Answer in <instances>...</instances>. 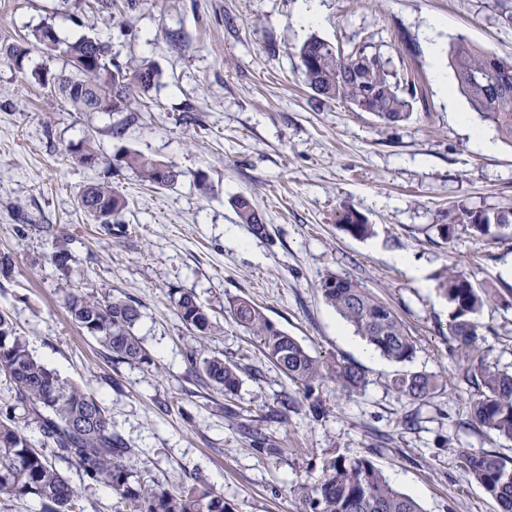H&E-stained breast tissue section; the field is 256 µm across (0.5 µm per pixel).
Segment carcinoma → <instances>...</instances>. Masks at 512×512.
<instances>
[{
	"mask_svg": "<svg viewBox=\"0 0 512 512\" xmlns=\"http://www.w3.org/2000/svg\"><path fill=\"white\" fill-rule=\"evenodd\" d=\"M35 43L58 50L72 67L69 73H37L40 85L51 96L68 102L79 112H128L135 97L151 90L156 68L142 60L125 64L112 61L109 43L82 36L61 39L55 29L37 28ZM30 53L27 43L0 45V58L23 67ZM307 84L319 101H339L364 112H375L380 121L397 124L410 119L412 101L402 94L400 79L389 67L366 55L361 47L343 55L317 37L307 39L298 50ZM85 58L94 62L81 69L74 64ZM449 64L460 92L472 111L490 123L505 142L512 144V59L459 40L452 44ZM486 75L482 87H471L476 75ZM70 158L93 167L99 161L89 140L68 146ZM114 167L133 172L141 181L158 188L175 184L181 172L168 163L138 151L121 148L114 155ZM80 208L97 223L112 229V223L127 206L125 197L104 183L89 185L80 195ZM239 222L257 235L265 234L262 215L244 195L234 198ZM341 231L353 238L373 235L374 225L357 211L344 208L336 215ZM463 224L475 236H492L512 224V210L472 211L465 207L442 215L435 225L440 238L452 240L456 226ZM436 288L451 307L448 333L451 352L467 364L466 377L482 388L470 405L473 422L488 434L512 440V372L484 362L476 317L484 307L497 301L494 288L476 283L466 274L449 267L435 277ZM319 289L354 335L372 345L386 359L406 365L416 355V345L402 320L364 285L348 276L328 273ZM170 301L182 323L203 337L211 333V316L192 292L169 290ZM235 323L260 341L263 355L288 379L310 391L330 381L352 395L365 389L364 372L348 361L327 362L311 356L293 337L280 330L263 309L248 298L229 301ZM73 324L97 338L111 360L153 364L134 326L141 319L139 303L121 295L92 298L77 290L65 302ZM190 367L197 378L228 397L240 387L244 367L214 355L197 360L188 352ZM0 377L6 380L11 401L0 413V502L34 499L39 512H84L79 496L68 479L45 453L68 461L83 474L112 489L115 512H229L224 496L195 484L169 488L130 465L135 450L113 431L112 420L97 397L86 388L67 382L36 359L17 334L8 314L0 311ZM393 390L413 401L432 398L439 389L435 376L410 369L392 381ZM23 410L22 417L16 410ZM33 421L41 440L31 441L20 421ZM461 471L468 481L484 488L500 505L512 512V463L493 454L461 456ZM304 512H421L419 504L393 487L383 470L366 455L339 454L329 458L300 485Z\"/></svg>",
	"mask_w": 512,
	"mask_h": 512,
	"instance_id": "cac0c4a2",
	"label": "carcinoma"
}]
</instances>
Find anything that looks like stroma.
<instances>
[{
	"mask_svg": "<svg viewBox=\"0 0 512 512\" xmlns=\"http://www.w3.org/2000/svg\"><path fill=\"white\" fill-rule=\"evenodd\" d=\"M0 0V42L30 39L50 24L65 40L109 42L113 61L146 60L156 85L139 96L123 140L109 128L122 114L77 112L44 96L37 72H60L63 56L32 49L23 68L0 59V310L28 350L61 378L88 387L113 429L137 451L132 464L168 487L200 479L232 512H299L298 486L338 455L370 456L423 512H500L461 473L462 453L512 459V440L486 434L470 416L480 390L451 353L450 308L434 276L456 266L497 288L502 304L478 317L489 364L512 371V227L496 238L458 226L436 229L457 206L512 209V145L473 142L490 126L459 92L448 52L457 39L512 58V0H320L321 18L301 21L298 0ZM341 53L365 46L390 60L413 90V114L386 125L370 112L320 102L297 55L309 37ZM91 139L101 163L71 162L69 144ZM174 164L178 182L158 189L114 171L119 148ZM210 188L201 192L199 173ZM114 186L128 206L106 230L79 207L92 183ZM250 196L265 219L254 235L232 205ZM348 206L373 224L356 239L336 226ZM54 225L72 254L51 261ZM407 264H399L398 256ZM359 280L403 320L417 343L411 370L441 387L424 402L391 387L401 367L354 336L318 285L324 274ZM194 292L215 324L196 340L168 292ZM121 294L141 305L134 332L154 363L106 358L101 343L65 311L70 292ZM251 299L312 356L347 360L368 381L352 396L334 383L305 392L269 363L232 319L228 301ZM240 363L242 383L224 397L189 373L188 345ZM288 411L271 422L280 404ZM251 420L278 442L269 451L240 431ZM85 512H113L109 487L55 459Z\"/></svg>",
	"mask_w": 512,
	"mask_h": 512,
	"instance_id": "stroma-1",
	"label": "stroma"
}]
</instances>
